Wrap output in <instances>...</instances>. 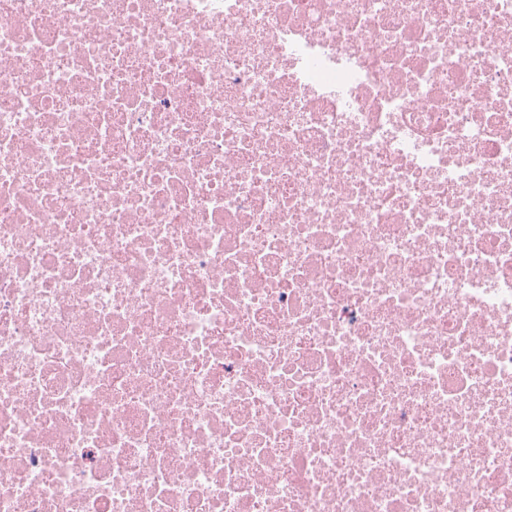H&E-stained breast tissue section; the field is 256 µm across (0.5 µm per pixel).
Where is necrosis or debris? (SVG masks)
I'll list each match as a JSON object with an SVG mask.
<instances>
[{
    "label": "necrosis or debris",
    "instance_id": "4bbe7bcc",
    "mask_svg": "<svg viewBox=\"0 0 512 512\" xmlns=\"http://www.w3.org/2000/svg\"><path fill=\"white\" fill-rule=\"evenodd\" d=\"M0 512H512V0H0Z\"/></svg>",
    "mask_w": 512,
    "mask_h": 512
}]
</instances>
